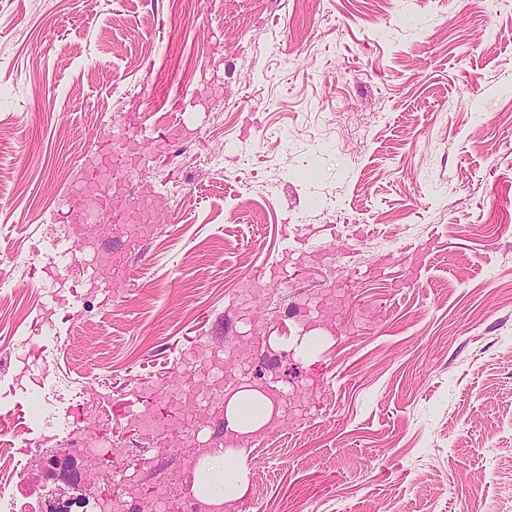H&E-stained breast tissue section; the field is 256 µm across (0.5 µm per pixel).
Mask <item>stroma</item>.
Returning <instances> with one entry per match:
<instances>
[{
    "instance_id": "obj_1",
    "label": "stroma",
    "mask_w": 512,
    "mask_h": 512,
    "mask_svg": "<svg viewBox=\"0 0 512 512\" xmlns=\"http://www.w3.org/2000/svg\"><path fill=\"white\" fill-rule=\"evenodd\" d=\"M103 141L155 222L63 221ZM0 359L20 512H166L202 382L280 405L251 512H512V0H0ZM130 392L158 428L107 437Z\"/></svg>"
}]
</instances>
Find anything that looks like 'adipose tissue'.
Wrapping results in <instances>:
<instances>
[{"label": "adipose tissue", "instance_id": "ef3b65f1", "mask_svg": "<svg viewBox=\"0 0 512 512\" xmlns=\"http://www.w3.org/2000/svg\"><path fill=\"white\" fill-rule=\"evenodd\" d=\"M279 415L272 398L250 386L241 387L225 400L224 417L239 442L217 454L206 453L194 459L192 491L197 500L212 507L214 512H227L231 502L245 495L248 451L244 443L265 430Z\"/></svg>", "mask_w": 512, "mask_h": 512}]
</instances>
